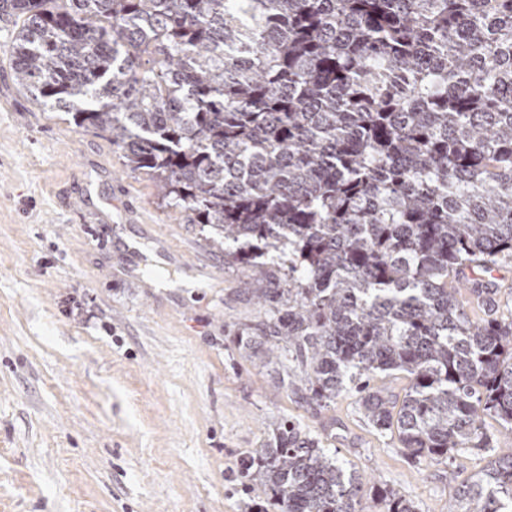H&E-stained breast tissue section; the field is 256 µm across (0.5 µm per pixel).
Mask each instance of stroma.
<instances>
[{
    "mask_svg": "<svg viewBox=\"0 0 512 512\" xmlns=\"http://www.w3.org/2000/svg\"><path fill=\"white\" fill-rule=\"evenodd\" d=\"M207 235L0 53V512H249L265 495L239 462L285 418L418 512H448L485 459L415 461L355 391L320 409L239 350L263 319L251 289L284 275Z\"/></svg>",
    "mask_w": 512,
    "mask_h": 512,
    "instance_id": "stroma-1",
    "label": "stroma"
}]
</instances>
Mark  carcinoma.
I'll return each mask as SVG.
<instances>
[{"mask_svg": "<svg viewBox=\"0 0 512 512\" xmlns=\"http://www.w3.org/2000/svg\"><path fill=\"white\" fill-rule=\"evenodd\" d=\"M5 16L45 111L111 141L224 254L287 267L250 289L266 318L239 347L322 409L355 385L413 459L493 453L485 416L512 432V319L457 297L466 269L512 261V0H0ZM376 373L406 374L403 397ZM239 474L278 512H365L356 471L289 421ZM448 512H512V453Z\"/></svg>", "mask_w": 512, "mask_h": 512, "instance_id": "1", "label": "carcinoma"}]
</instances>
